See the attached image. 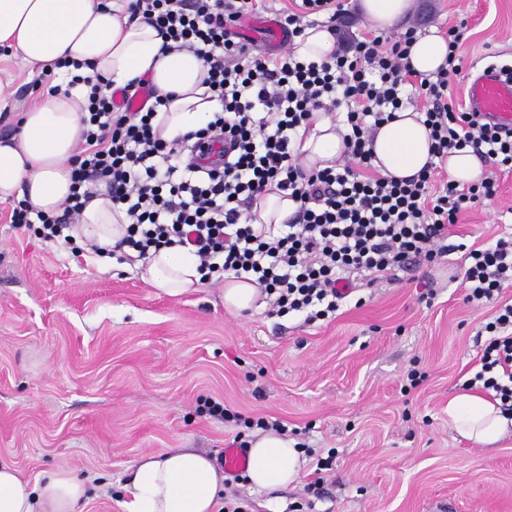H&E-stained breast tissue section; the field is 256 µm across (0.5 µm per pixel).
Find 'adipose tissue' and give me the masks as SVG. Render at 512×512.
Here are the masks:
<instances>
[{
  "label": "adipose tissue",
  "instance_id": "obj_1",
  "mask_svg": "<svg viewBox=\"0 0 512 512\" xmlns=\"http://www.w3.org/2000/svg\"><path fill=\"white\" fill-rule=\"evenodd\" d=\"M129 0H0V46L14 49L29 66L50 70L55 61L69 94L46 93L22 114L13 135L0 139V201L17 197L33 211L57 214L71 193L70 158L76 153L84 125L82 107L89 92L83 79L98 73L122 87L149 76L155 90L169 102L157 116L163 137L174 140L205 127L218 99L202 84L207 72L193 53L163 50V39L151 25L131 19ZM416 0H355L357 11L375 28L397 26L414 10ZM448 41L436 34L417 37L408 57L412 69L435 74L444 65ZM338 125L325 112H314L300 127L294 148L303 164L323 169L337 165L344 151ZM432 139L413 109L397 111L380 125L372 141L373 167L394 180L417 175L431 159ZM128 217L106 192L87 201L73 235L81 243L112 249L125 236ZM143 278L154 288L178 296L203 284L196 259L180 247L151 253ZM259 285L228 274L221 300L226 311L258 309ZM448 425L461 437L494 446L512 437V415L500 401L465 389L448 400ZM306 465L295 440L274 430L257 431L248 455L252 486L275 489L298 482ZM224 489V472L209 455L194 448H172L144 454L131 467L124 485L126 512H214ZM88 499L85 481L72 472L47 473L40 480L23 479L12 465L0 463V512H83Z\"/></svg>",
  "mask_w": 512,
  "mask_h": 512
}]
</instances>
